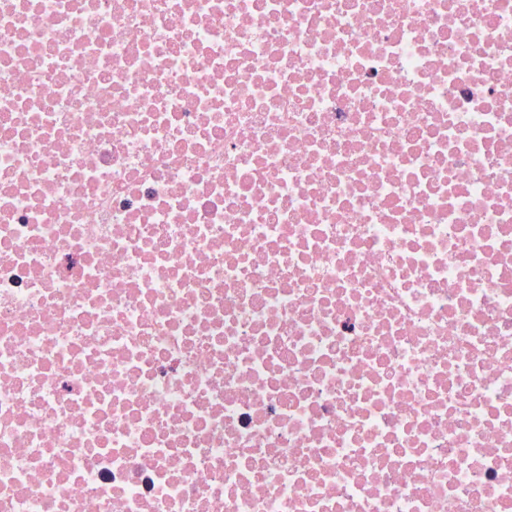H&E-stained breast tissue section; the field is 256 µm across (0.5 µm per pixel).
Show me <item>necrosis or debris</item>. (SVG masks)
Returning a JSON list of instances; mask_svg holds the SVG:
<instances>
[{
	"label": "necrosis or debris",
	"instance_id": "obj_1",
	"mask_svg": "<svg viewBox=\"0 0 512 512\" xmlns=\"http://www.w3.org/2000/svg\"><path fill=\"white\" fill-rule=\"evenodd\" d=\"M0 512H512V0H0Z\"/></svg>",
	"mask_w": 512,
	"mask_h": 512
}]
</instances>
